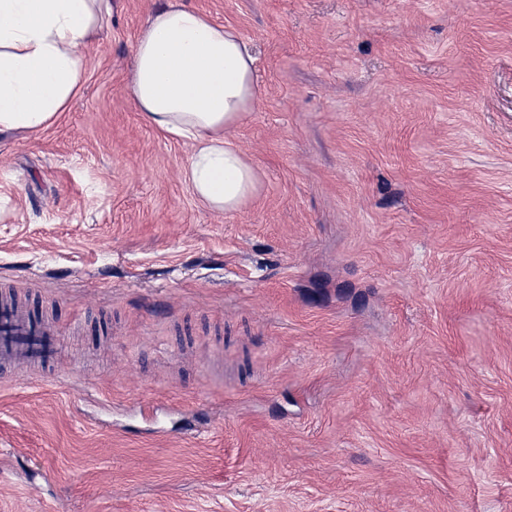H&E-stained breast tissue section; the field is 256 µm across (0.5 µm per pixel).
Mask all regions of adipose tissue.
<instances>
[{"mask_svg": "<svg viewBox=\"0 0 512 512\" xmlns=\"http://www.w3.org/2000/svg\"><path fill=\"white\" fill-rule=\"evenodd\" d=\"M110 9V0H0V131L39 132L67 110ZM128 86L146 124L188 145L195 198L227 214L259 196L258 170L224 136L259 95L256 58L235 30L163 0L136 37Z\"/></svg>", "mask_w": 512, "mask_h": 512, "instance_id": "obj_1", "label": "adipose tissue"}]
</instances>
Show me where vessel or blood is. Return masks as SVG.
I'll list each match as a JSON object with an SVG mask.
<instances>
[{"mask_svg": "<svg viewBox=\"0 0 512 512\" xmlns=\"http://www.w3.org/2000/svg\"><path fill=\"white\" fill-rule=\"evenodd\" d=\"M54 353V330L34 310L1 295L0 370L44 364Z\"/></svg>", "mask_w": 512, "mask_h": 512, "instance_id": "b4317fda", "label": "vessel or blood"}]
</instances>
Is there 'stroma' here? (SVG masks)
<instances>
[{
	"label": "stroma",
	"instance_id": "1",
	"mask_svg": "<svg viewBox=\"0 0 512 512\" xmlns=\"http://www.w3.org/2000/svg\"><path fill=\"white\" fill-rule=\"evenodd\" d=\"M0 132V283L58 330L0 374V512H512V0H183L253 48L210 211L128 89Z\"/></svg>",
	"mask_w": 512,
	"mask_h": 512
}]
</instances>
